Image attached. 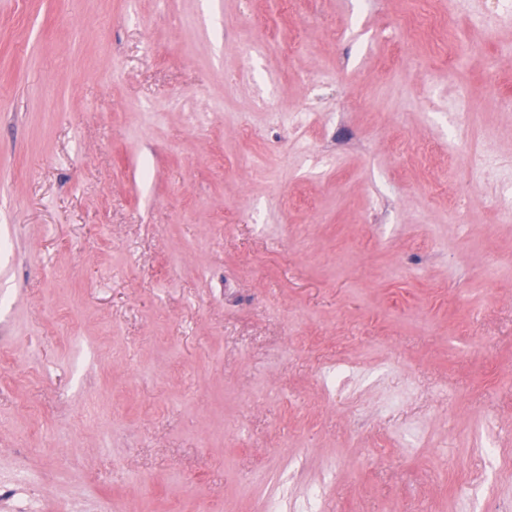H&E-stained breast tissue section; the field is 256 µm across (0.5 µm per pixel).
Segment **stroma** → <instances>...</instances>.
Segmentation results:
<instances>
[{"label": "stroma", "mask_w": 512, "mask_h": 512, "mask_svg": "<svg viewBox=\"0 0 512 512\" xmlns=\"http://www.w3.org/2000/svg\"><path fill=\"white\" fill-rule=\"evenodd\" d=\"M482 6L0 0V489L266 512L297 459L277 512L512 504V199L466 159L512 171V18L448 58ZM358 369L354 363H336L331 365L323 377V385L348 388L354 380Z\"/></svg>", "instance_id": "stroma-1"}]
</instances>
